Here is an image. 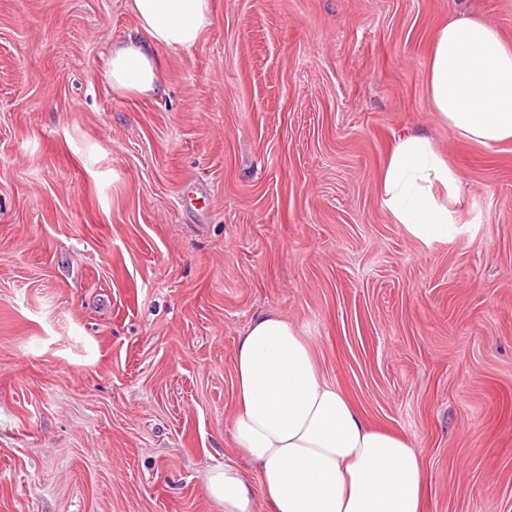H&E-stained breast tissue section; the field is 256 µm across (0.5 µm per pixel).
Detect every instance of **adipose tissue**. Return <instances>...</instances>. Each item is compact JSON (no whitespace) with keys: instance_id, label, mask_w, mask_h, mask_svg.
I'll use <instances>...</instances> for the list:
<instances>
[{"instance_id":"1","label":"adipose tissue","mask_w":512,"mask_h":512,"mask_svg":"<svg viewBox=\"0 0 512 512\" xmlns=\"http://www.w3.org/2000/svg\"><path fill=\"white\" fill-rule=\"evenodd\" d=\"M146 34L112 46L107 80L119 92L156 91L152 52L190 48L211 23V0H128ZM428 100L466 140L512 141V44L484 21L452 17L425 68ZM394 220L422 244L454 240L460 176L425 136L399 141L381 176ZM229 429L237 460L212 468L206 492L224 512H421L424 463L407 440L371 427L319 372L313 346L276 313L256 317L234 352ZM256 480H249L242 464Z\"/></svg>"}]
</instances>
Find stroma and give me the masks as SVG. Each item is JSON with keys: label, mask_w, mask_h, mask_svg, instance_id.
<instances>
[{"label": "stroma", "mask_w": 512, "mask_h": 512, "mask_svg": "<svg viewBox=\"0 0 512 512\" xmlns=\"http://www.w3.org/2000/svg\"><path fill=\"white\" fill-rule=\"evenodd\" d=\"M452 12L512 42V0H212L139 94L103 78L126 0H0V512H223L268 312L420 450L422 512H512V141L430 109ZM417 132L460 174L451 242L381 201Z\"/></svg>", "instance_id": "35a3bbf8"}]
</instances>
